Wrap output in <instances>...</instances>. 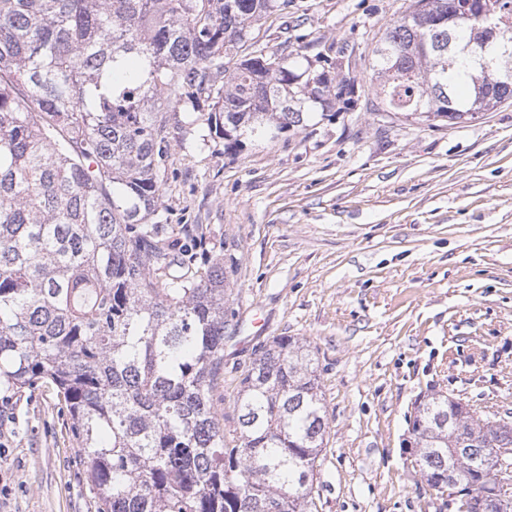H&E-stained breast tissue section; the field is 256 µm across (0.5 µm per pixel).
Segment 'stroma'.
Instances as JSON below:
<instances>
[{
  "label": "stroma",
  "instance_id": "stroma-1",
  "mask_svg": "<svg viewBox=\"0 0 512 512\" xmlns=\"http://www.w3.org/2000/svg\"><path fill=\"white\" fill-rule=\"evenodd\" d=\"M410 4L291 0L256 22L269 49L353 82L334 116L231 155L204 111L168 115L153 221L198 263L224 257V439L262 347L309 343L328 419L318 512H453L406 464L416 402L512 410V104L454 125L384 111L372 51ZM87 470L53 387L0 394V512H97Z\"/></svg>",
  "mask_w": 512,
  "mask_h": 512
}]
</instances>
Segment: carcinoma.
I'll use <instances>...</instances> for the list:
<instances>
[{"mask_svg":"<svg viewBox=\"0 0 512 512\" xmlns=\"http://www.w3.org/2000/svg\"><path fill=\"white\" fill-rule=\"evenodd\" d=\"M454 2L413 0L381 37L371 82L392 111L457 123L512 101V81L464 52L484 20L440 23ZM287 6L0 0V391L56 389L99 512H317L328 422L314 351L290 336L262 349L226 447L223 256L199 266L152 222L167 113L208 104L210 132L237 153L305 126L312 105L349 106L350 84L252 36ZM481 9L512 42V0ZM413 425L417 465L457 484L456 512H512V478L485 466L512 449L511 413L476 418L439 395Z\"/></svg>","mask_w":512,"mask_h":512,"instance_id":"cac0c4a2","label":"carcinoma"}]
</instances>
